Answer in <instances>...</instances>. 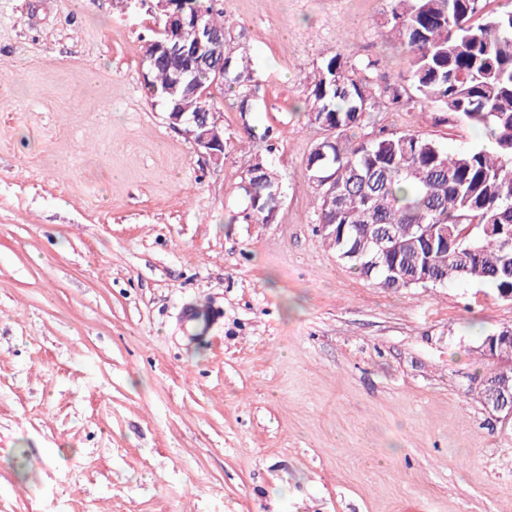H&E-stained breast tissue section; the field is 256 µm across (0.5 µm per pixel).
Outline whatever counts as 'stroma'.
Returning <instances> with one entry per match:
<instances>
[{
	"mask_svg": "<svg viewBox=\"0 0 512 512\" xmlns=\"http://www.w3.org/2000/svg\"><path fill=\"white\" fill-rule=\"evenodd\" d=\"M221 7L259 92L217 96V166L147 103L134 0H0V512H512V420L480 397L512 301L380 288L319 229L303 102L336 55L397 78L392 0ZM382 130L486 142L417 97L356 136ZM262 136L264 223L242 189ZM190 304L220 317L182 325Z\"/></svg>",
	"mask_w": 512,
	"mask_h": 512,
	"instance_id": "obj_1",
	"label": "stroma"
}]
</instances>
